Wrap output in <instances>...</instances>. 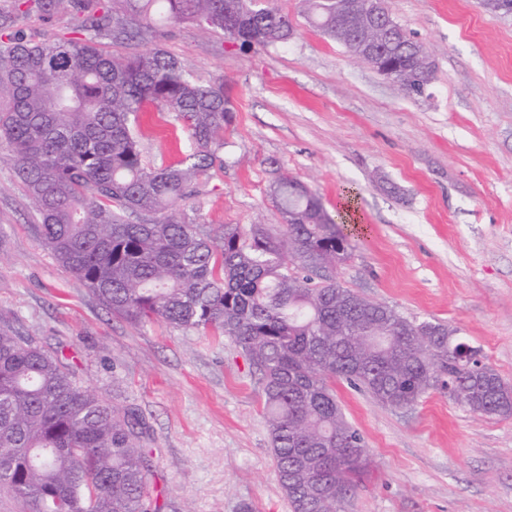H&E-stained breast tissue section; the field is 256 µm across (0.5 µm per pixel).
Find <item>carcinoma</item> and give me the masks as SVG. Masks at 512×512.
<instances>
[{
	"label": "carcinoma",
	"instance_id": "obj_1",
	"mask_svg": "<svg viewBox=\"0 0 512 512\" xmlns=\"http://www.w3.org/2000/svg\"><path fill=\"white\" fill-rule=\"evenodd\" d=\"M254 0H12L0 9V144L34 204L55 260L112 314L234 340L263 395L272 453L292 512H342L368 459L334 384L403 407L432 389L473 413L512 417V385L436 319L343 287L351 234L319 196L280 173L269 185L281 232L265 224L206 225L180 209L224 167L233 104L226 82H198L162 49L114 53L153 31L193 25L243 47L288 41V16ZM322 34L359 55L372 38L422 94L434 63L409 33L362 26L363 0H300ZM68 6L79 37L27 39L20 16ZM171 114L188 139L155 166L139 115ZM139 221H131V217ZM145 423L76 382L71 366L0 329V487L28 512H151Z\"/></svg>",
	"mask_w": 512,
	"mask_h": 512
}]
</instances>
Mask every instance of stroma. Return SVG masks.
<instances>
[{
    "label": "stroma",
    "mask_w": 512,
    "mask_h": 512,
    "mask_svg": "<svg viewBox=\"0 0 512 512\" xmlns=\"http://www.w3.org/2000/svg\"><path fill=\"white\" fill-rule=\"evenodd\" d=\"M271 4L293 25L287 42L243 51L184 25L130 45L230 84L224 165L188 201L199 222L276 225L269 183L278 169L296 176L356 224L344 287L447 323L512 383V16L480 0H387L435 64L410 97L313 27L299 0ZM185 139L173 117L156 118L141 148L159 165ZM37 222L0 148V326L63 351L79 385L142 413L158 512H291L261 388L234 341L113 316ZM335 390L369 453L345 512H512V417L441 390L402 408Z\"/></svg>",
    "instance_id": "obj_1"
}]
</instances>
